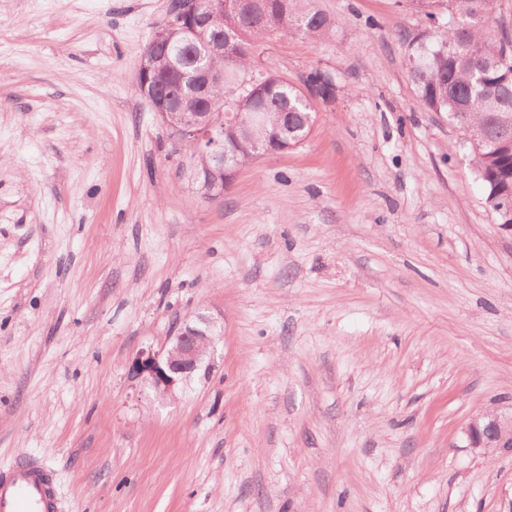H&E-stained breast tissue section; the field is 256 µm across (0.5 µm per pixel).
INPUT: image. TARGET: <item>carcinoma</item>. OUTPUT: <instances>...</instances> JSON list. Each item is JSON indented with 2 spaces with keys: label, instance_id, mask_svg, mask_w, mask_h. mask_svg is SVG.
<instances>
[{
  "label": "carcinoma",
  "instance_id": "cac0c4a2",
  "mask_svg": "<svg viewBox=\"0 0 512 512\" xmlns=\"http://www.w3.org/2000/svg\"><path fill=\"white\" fill-rule=\"evenodd\" d=\"M301 0H252L247 9L229 11L206 28L185 29L160 25L145 51L171 42L178 68H194L203 43L225 30L239 29V47L229 62L216 63L224 79L199 97L208 106L224 110L266 113V133L274 137L288 113L294 137L305 139L315 108L308 96L276 74L260 77L262 90L247 95L252 79L250 49L255 40L300 36L317 39L330 34L338 22L320 11L303 10ZM448 21L440 39L417 38L411 43V76L421 102L434 112H445L465 131L463 145L485 189L490 209L512 203V36L505 26L493 31L492 0H445Z\"/></svg>",
  "mask_w": 512,
  "mask_h": 512
}]
</instances>
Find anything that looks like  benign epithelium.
Masks as SVG:
<instances>
[{
  "label": "benign epithelium",
  "instance_id": "7a95c632",
  "mask_svg": "<svg viewBox=\"0 0 512 512\" xmlns=\"http://www.w3.org/2000/svg\"><path fill=\"white\" fill-rule=\"evenodd\" d=\"M176 25L194 26L206 17H213L224 11V7H243V0H210L211 8L201 14L202 0H187ZM235 46L234 36L226 34L208 43L206 56L198 66L195 79L199 83L210 84L213 76L211 61L222 59ZM137 87L140 94L149 102L153 112L169 133H176L180 141L190 140L197 146V155L204 163L190 165L193 184H199L206 193V199H219L229 188L240 170L237 150L224 144V126L240 125L247 121L250 126L247 145L254 154H282L296 148L289 136L285 135L279 144H271L263 135L265 121L260 114L248 118L242 112H186L179 105L181 92L162 87L155 75L154 58H142L138 64ZM333 92L330 80L320 77L315 83L306 86V93L321 99H328ZM217 322L206 314L199 313L186 321L169 339L162 351L142 352L130 364L131 377L148 384L157 395L170 396L175 388L189 381L199 371L214 344ZM464 433L469 447L482 454L498 448L512 447V412H489L474 416L466 425Z\"/></svg>",
  "mask_w": 512,
  "mask_h": 512
}]
</instances>
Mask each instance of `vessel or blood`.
<instances>
[{
	"label": "vessel or blood",
	"mask_w": 512,
	"mask_h": 512,
	"mask_svg": "<svg viewBox=\"0 0 512 512\" xmlns=\"http://www.w3.org/2000/svg\"><path fill=\"white\" fill-rule=\"evenodd\" d=\"M55 475L40 458L24 455L0 471V512H60Z\"/></svg>",
	"instance_id": "b4317fda"
}]
</instances>
